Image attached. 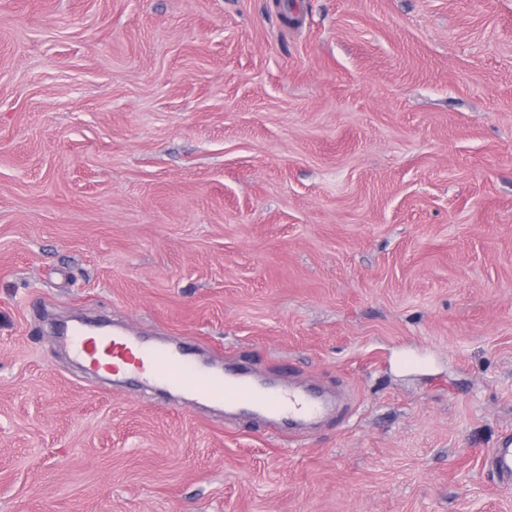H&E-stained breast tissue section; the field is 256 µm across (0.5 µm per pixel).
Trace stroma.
I'll return each instance as SVG.
<instances>
[{
    "label": "stroma",
    "instance_id": "35a3bbf8",
    "mask_svg": "<svg viewBox=\"0 0 512 512\" xmlns=\"http://www.w3.org/2000/svg\"><path fill=\"white\" fill-rule=\"evenodd\" d=\"M0 0V512H512V0ZM95 316L338 408L115 389ZM487 464L503 482L512 480V437L500 440L489 455Z\"/></svg>",
    "mask_w": 512,
    "mask_h": 512
}]
</instances>
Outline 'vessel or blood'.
I'll return each mask as SVG.
<instances>
[{
	"label": "vessel or blood",
	"mask_w": 512,
	"mask_h": 512,
	"mask_svg": "<svg viewBox=\"0 0 512 512\" xmlns=\"http://www.w3.org/2000/svg\"><path fill=\"white\" fill-rule=\"evenodd\" d=\"M59 334L78 362L127 380L154 384L245 412H259L274 429L287 418L300 422L318 420L328 408L322 397H310L300 390L259 389L245 375L209 370L199 365L184 345L145 342L137 336L106 333L91 325H65ZM487 464L501 480H512V437L500 440Z\"/></svg>",
	"instance_id": "b4317fda"
}]
</instances>
